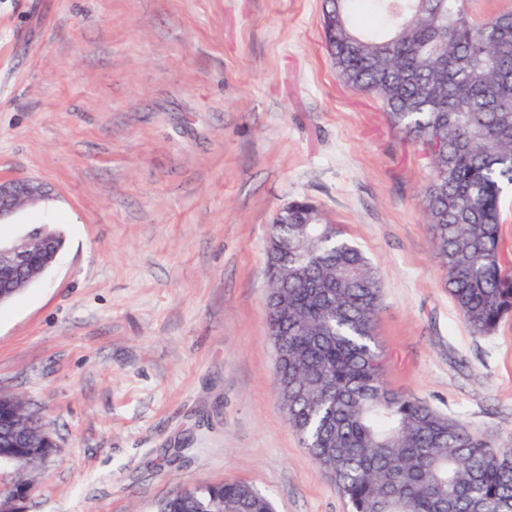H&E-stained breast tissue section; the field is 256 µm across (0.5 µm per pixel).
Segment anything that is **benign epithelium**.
<instances>
[{"mask_svg":"<svg viewBox=\"0 0 512 512\" xmlns=\"http://www.w3.org/2000/svg\"><path fill=\"white\" fill-rule=\"evenodd\" d=\"M52 189L36 179H0V224L10 221L19 209L49 199ZM49 245V229L29 230L15 238L0 237V289L24 288L37 280L47 265L35 263L39 250ZM28 491L17 488L16 466L11 459H0V497L5 499L3 509L17 512L18 503Z\"/></svg>","mask_w":512,"mask_h":512,"instance_id":"7a95c632","label":"benign epithelium"}]
</instances>
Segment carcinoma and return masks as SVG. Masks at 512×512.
Listing matches in <instances>:
<instances>
[{
  "mask_svg": "<svg viewBox=\"0 0 512 512\" xmlns=\"http://www.w3.org/2000/svg\"><path fill=\"white\" fill-rule=\"evenodd\" d=\"M339 79L376 98L420 144L422 191L450 297L479 335L512 312L500 251V201L512 188V11L472 18L463 0H323ZM268 244V317L277 325L276 387L290 427L348 512H512V448L489 449L462 424L390 388L377 342L380 282L365 254L308 199L288 204ZM0 414L31 441L18 483L52 452L40 418L0 392ZM157 512H274L246 483L199 484Z\"/></svg>",
  "mask_w": 512,
  "mask_h": 512,
  "instance_id": "cac0c4a2",
  "label": "carcinoma"
}]
</instances>
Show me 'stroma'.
<instances>
[{"instance_id":"1","label":"stroma","mask_w":512,"mask_h":512,"mask_svg":"<svg viewBox=\"0 0 512 512\" xmlns=\"http://www.w3.org/2000/svg\"><path fill=\"white\" fill-rule=\"evenodd\" d=\"M0 177L48 184L65 246L0 306V390L56 441L21 512H156L229 479L347 512L275 387L266 247L312 199L381 286L392 388L512 446V315L471 332L432 254L418 146L346 86L322 0H0Z\"/></svg>"}]
</instances>
